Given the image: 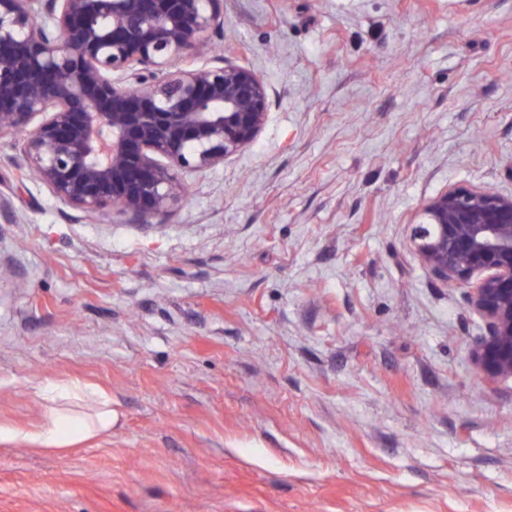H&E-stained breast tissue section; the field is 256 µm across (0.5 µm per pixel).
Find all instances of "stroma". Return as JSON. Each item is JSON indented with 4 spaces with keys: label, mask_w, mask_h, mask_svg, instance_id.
I'll return each instance as SVG.
<instances>
[{
    "label": "stroma",
    "mask_w": 512,
    "mask_h": 512,
    "mask_svg": "<svg viewBox=\"0 0 512 512\" xmlns=\"http://www.w3.org/2000/svg\"><path fill=\"white\" fill-rule=\"evenodd\" d=\"M269 96L162 224L94 218L0 140V423L40 387L112 432L0 443V512H512V378L409 242L450 187L512 194V0H224ZM55 394L77 406H88L90 412L49 406L48 422L42 430L24 433L14 426L0 424V442H11L23 435L29 443L42 447L37 449L68 448L112 431V398L106 394L89 389L78 381L63 382L42 392L45 399L50 398L53 402L56 401Z\"/></svg>",
    "instance_id": "1"
}]
</instances>
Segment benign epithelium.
Returning a JSON list of instances; mask_svg holds the SVG:
<instances>
[{
    "instance_id": "1",
    "label": "benign epithelium",
    "mask_w": 512,
    "mask_h": 512,
    "mask_svg": "<svg viewBox=\"0 0 512 512\" xmlns=\"http://www.w3.org/2000/svg\"><path fill=\"white\" fill-rule=\"evenodd\" d=\"M223 32V0H0V140L62 204L151 224L268 116L261 78L209 54ZM411 242L483 321L473 362L511 379L512 194L450 187Z\"/></svg>"
}]
</instances>
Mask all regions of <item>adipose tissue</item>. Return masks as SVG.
<instances>
[{
    "mask_svg": "<svg viewBox=\"0 0 512 512\" xmlns=\"http://www.w3.org/2000/svg\"><path fill=\"white\" fill-rule=\"evenodd\" d=\"M42 395L47 399L59 395L68 399L69 404L49 407L46 426L34 433L25 435L14 426L0 424V442H11L23 436L36 446L56 449L111 432L112 400L106 394L69 381L43 390Z\"/></svg>",
    "mask_w": 512,
    "mask_h": 512,
    "instance_id": "adipose-tissue-1",
    "label": "adipose tissue"
}]
</instances>
